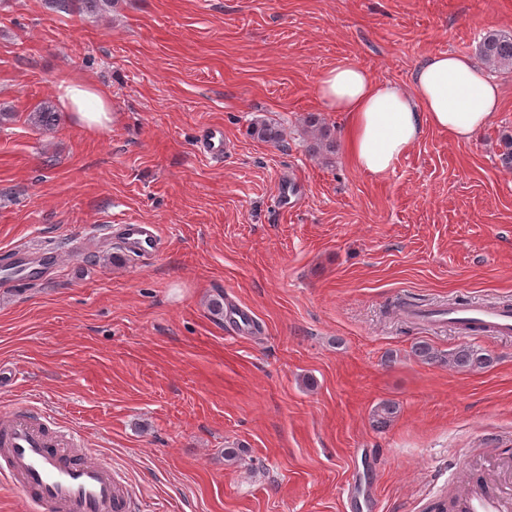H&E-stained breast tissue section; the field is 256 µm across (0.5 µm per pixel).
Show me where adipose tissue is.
Returning a JSON list of instances; mask_svg holds the SVG:
<instances>
[{
  "instance_id": "adipose-tissue-1",
  "label": "adipose tissue",
  "mask_w": 512,
  "mask_h": 512,
  "mask_svg": "<svg viewBox=\"0 0 512 512\" xmlns=\"http://www.w3.org/2000/svg\"><path fill=\"white\" fill-rule=\"evenodd\" d=\"M319 100L348 115L345 139L354 165L383 175L417 142L424 126L456 141L471 140L501 108L498 85L469 57L440 53L419 65L410 88L374 79L354 64L327 70L317 84ZM65 110L90 131L107 128L112 107L100 88L71 79L57 85Z\"/></svg>"
}]
</instances>
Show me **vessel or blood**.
<instances>
[{
    "mask_svg": "<svg viewBox=\"0 0 512 512\" xmlns=\"http://www.w3.org/2000/svg\"><path fill=\"white\" fill-rule=\"evenodd\" d=\"M120 240L125 250L139 257L156 252L159 245L150 224L121 225ZM54 254L46 244L24 247L20 262L0 268V281L29 284L44 257ZM445 317L452 325L475 324L498 335L512 334V308L507 306L451 307ZM54 423L51 417L34 422L22 412L0 420V476L40 512H131L111 467L70 453L67 441L54 432ZM459 468L467 484L457 504L459 512H512V486L487 483L467 462H460Z\"/></svg>",
    "mask_w": 512,
    "mask_h": 512,
    "instance_id": "1",
    "label": "vessel or blood"
}]
</instances>
